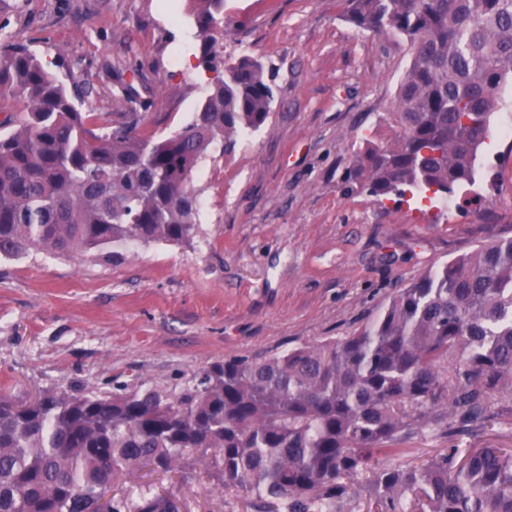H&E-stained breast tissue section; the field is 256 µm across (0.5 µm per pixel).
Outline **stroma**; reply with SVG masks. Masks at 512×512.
Listing matches in <instances>:
<instances>
[{
    "instance_id": "35a3bbf8",
    "label": "stroma",
    "mask_w": 512,
    "mask_h": 512,
    "mask_svg": "<svg viewBox=\"0 0 512 512\" xmlns=\"http://www.w3.org/2000/svg\"><path fill=\"white\" fill-rule=\"evenodd\" d=\"M1 38L85 85L94 111L145 113L159 137L191 119L212 78L186 0H0ZM223 54L261 62L274 99L263 126L198 163L189 241L126 245L116 261L0 258V398L118 383L179 394L224 358L349 335L427 270L512 237V152L498 137L482 151L487 187L457 191L453 209L380 202L349 181L367 141L394 135L406 37L356 26L343 0H224ZM448 446L446 431L418 430L389 461L414 466ZM219 457L191 450L164 476L133 480L182 512H255L224 487Z\"/></svg>"
}]
</instances>
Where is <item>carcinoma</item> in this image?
Returning <instances> with one entry per match:
<instances>
[{
  "instance_id": "cac0c4a2",
  "label": "carcinoma",
  "mask_w": 512,
  "mask_h": 512,
  "mask_svg": "<svg viewBox=\"0 0 512 512\" xmlns=\"http://www.w3.org/2000/svg\"><path fill=\"white\" fill-rule=\"evenodd\" d=\"M200 64L218 70L224 0H189ZM357 25L412 48L388 124L391 142L359 152L349 179L376 198L446 200L478 177L481 148L512 77V0H344ZM194 118L158 139L141 112L83 109L27 47L0 42V257L119 254L107 247L183 242L198 200L197 162L267 120L272 76L248 57L223 67ZM512 420V239L478 246L398 291L339 339L263 360L226 358L180 395L119 388L0 400V512H176L143 485L112 494L117 474L169 472L218 448L226 488L277 512H340L347 479L421 428L448 439ZM378 512H512V453L457 448L373 471Z\"/></svg>"
}]
</instances>
